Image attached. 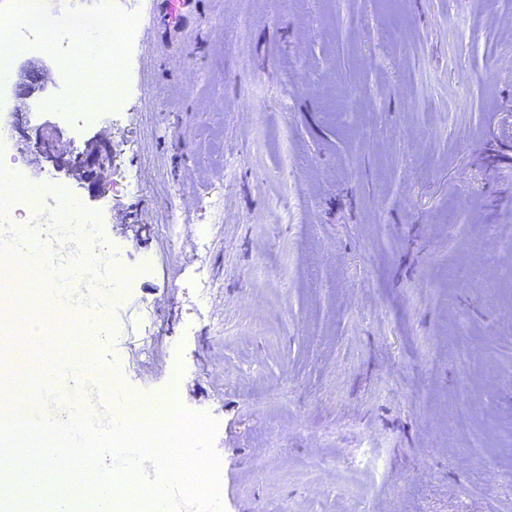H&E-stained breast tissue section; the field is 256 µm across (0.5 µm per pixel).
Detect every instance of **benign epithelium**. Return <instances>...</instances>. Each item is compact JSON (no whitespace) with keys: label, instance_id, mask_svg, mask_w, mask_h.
Wrapping results in <instances>:
<instances>
[{"label":"benign epithelium","instance_id":"benign-epithelium-1","mask_svg":"<svg viewBox=\"0 0 512 512\" xmlns=\"http://www.w3.org/2000/svg\"><path fill=\"white\" fill-rule=\"evenodd\" d=\"M42 78L40 67L30 63L21 67L13 83L16 105L11 112L10 127L22 150L31 156V164L38 172L51 167L77 181L98 185L112 175L114 156L112 148L101 140L90 141L79 150L63 145L61 130L42 124L33 126L28 119V100L34 95Z\"/></svg>","mask_w":512,"mask_h":512}]
</instances>
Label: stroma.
Masks as SVG:
<instances>
[{
	"label": "stroma",
	"instance_id": "1",
	"mask_svg": "<svg viewBox=\"0 0 512 512\" xmlns=\"http://www.w3.org/2000/svg\"><path fill=\"white\" fill-rule=\"evenodd\" d=\"M190 45L129 66L127 111H43L111 141L89 211L137 270L86 349L133 406L217 423L223 512H512V0H201ZM48 33L93 28L56 0ZM179 199L183 221L167 213ZM471 435L456 426L460 412Z\"/></svg>",
	"mask_w": 512,
	"mask_h": 512
}]
</instances>
